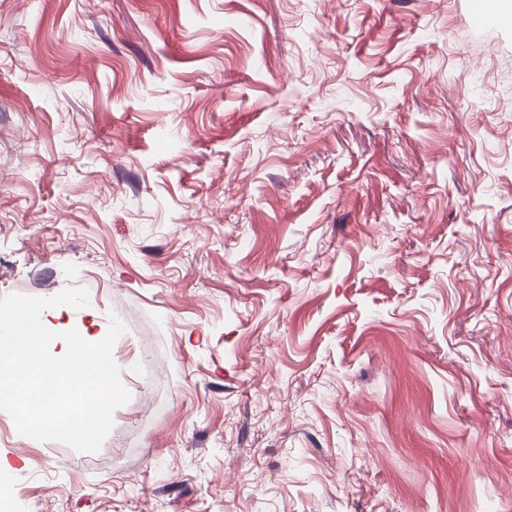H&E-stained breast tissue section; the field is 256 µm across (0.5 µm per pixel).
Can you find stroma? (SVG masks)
Here are the masks:
<instances>
[{"mask_svg": "<svg viewBox=\"0 0 512 512\" xmlns=\"http://www.w3.org/2000/svg\"><path fill=\"white\" fill-rule=\"evenodd\" d=\"M70 285L131 399L0 411V512H512V27L0 0V296Z\"/></svg>", "mask_w": 512, "mask_h": 512, "instance_id": "stroma-1", "label": "stroma"}]
</instances>
